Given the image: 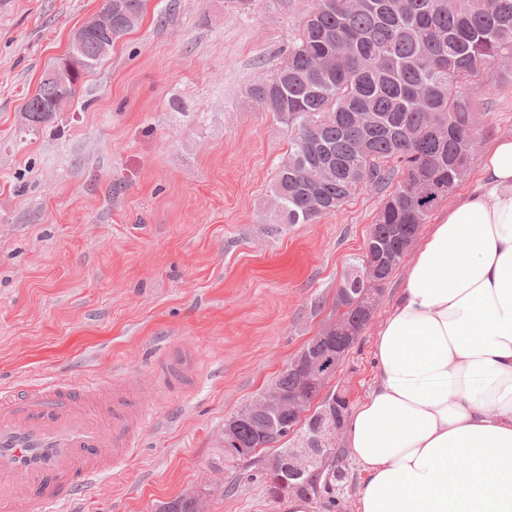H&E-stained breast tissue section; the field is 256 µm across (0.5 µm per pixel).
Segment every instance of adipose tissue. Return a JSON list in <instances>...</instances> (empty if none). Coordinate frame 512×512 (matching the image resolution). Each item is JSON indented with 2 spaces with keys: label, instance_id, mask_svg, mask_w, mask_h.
I'll list each match as a JSON object with an SVG mask.
<instances>
[{
  "label": "adipose tissue",
  "instance_id": "adipose-tissue-1",
  "mask_svg": "<svg viewBox=\"0 0 512 512\" xmlns=\"http://www.w3.org/2000/svg\"><path fill=\"white\" fill-rule=\"evenodd\" d=\"M343 435L356 512H512V137L417 245Z\"/></svg>",
  "mask_w": 512,
  "mask_h": 512
}]
</instances>
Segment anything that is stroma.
Returning a JSON list of instances; mask_svg holds the SVG:
<instances>
[{"label":"stroma","mask_w":512,"mask_h":512,"mask_svg":"<svg viewBox=\"0 0 512 512\" xmlns=\"http://www.w3.org/2000/svg\"><path fill=\"white\" fill-rule=\"evenodd\" d=\"M103 0H0V386L52 376L150 374L159 348L198 350V373L128 460L70 512H157L210 489L207 512H288L255 468L215 491L224 420L322 328L384 193L359 191L313 224L273 231L285 127L251 101L293 40L304 0H147L143 20L35 131L20 110L71 30ZM478 147L512 137V69H496ZM409 266L391 275L334 381L351 404L375 375L373 334ZM333 508L355 512L359 466L341 453Z\"/></svg>","instance_id":"obj_1"}]
</instances>
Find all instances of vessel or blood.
Returning a JSON list of instances; mask_svg holds the SVG:
<instances>
[{
  "label": "vessel or blood",
  "instance_id": "obj_1",
  "mask_svg": "<svg viewBox=\"0 0 512 512\" xmlns=\"http://www.w3.org/2000/svg\"><path fill=\"white\" fill-rule=\"evenodd\" d=\"M197 370L195 347L182 344L163 348L148 376L0 388V512H63L125 461L161 404L186 391Z\"/></svg>",
  "mask_w": 512,
  "mask_h": 512
}]
</instances>
